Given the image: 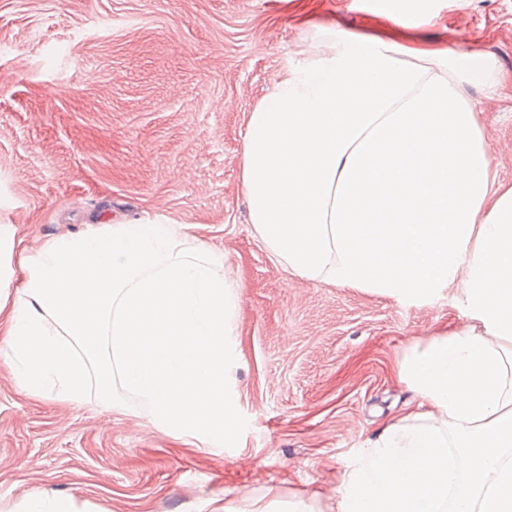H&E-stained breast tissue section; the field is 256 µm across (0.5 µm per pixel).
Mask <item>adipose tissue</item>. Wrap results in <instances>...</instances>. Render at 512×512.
Returning <instances> with one entry per match:
<instances>
[{
	"label": "adipose tissue",
	"mask_w": 512,
	"mask_h": 512,
	"mask_svg": "<svg viewBox=\"0 0 512 512\" xmlns=\"http://www.w3.org/2000/svg\"><path fill=\"white\" fill-rule=\"evenodd\" d=\"M325 29L250 112V222L292 275L426 301L458 286L464 324L402 367L429 404L386 426L336 483V512H512V187L498 182L470 85L493 57Z\"/></svg>",
	"instance_id": "1"
}]
</instances>
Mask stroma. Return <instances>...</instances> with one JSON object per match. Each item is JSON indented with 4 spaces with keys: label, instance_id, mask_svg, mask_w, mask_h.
Here are the masks:
<instances>
[{
    "label": "stroma",
    "instance_id": "stroma-1",
    "mask_svg": "<svg viewBox=\"0 0 512 512\" xmlns=\"http://www.w3.org/2000/svg\"><path fill=\"white\" fill-rule=\"evenodd\" d=\"M385 0H0V224L25 253L90 224L159 219L224 251L239 286L229 385L235 447L177 437L139 400L103 411L34 396L0 342V512L31 498L78 512H336V477L427 402L399 377L413 349L464 323L457 287L398 300L301 282L249 222L250 112L316 27L361 32ZM419 47L493 56L482 114L512 186V0H433Z\"/></svg>",
    "mask_w": 512,
    "mask_h": 512
}]
</instances>
